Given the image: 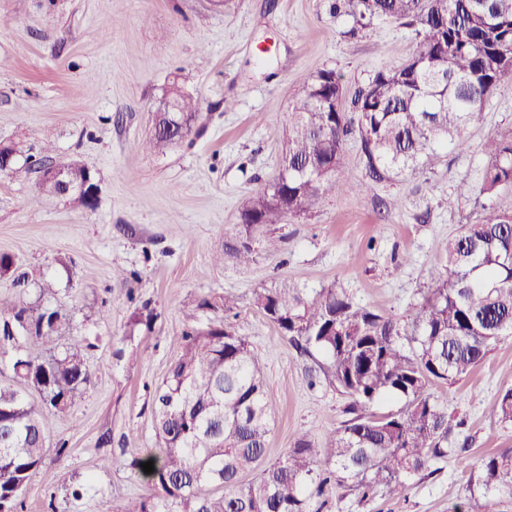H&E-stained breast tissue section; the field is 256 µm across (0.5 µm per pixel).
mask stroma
Returning <instances> with one entry per match:
<instances>
[{
    "instance_id": "obj_1",
    "label": "stroma",
    "mask_w": 512,
    "mask_h": 512,
    "mask_svg": "<svg viewBox=\"0 0 512 512\" xmlns=\"http://www.w3.org/2000/svg\"><path fill=\"white\" fill-rule=\"evenodd\" d=\"M419 38L405 22L381 18L357 28L334 0H0V142L38 154L44 136L59 161L91 169L94 209H75L38 190L37 173L0 175V253L18 272L56 279L66 333L89 337L91 380L64 416L46 415L52 443L30 481L25 512H119L149 486L128 467L134 433L155 445L152 396L191 327L224 323L262 359L273 430L267 462L301 436L321 440L342 421L347 398L328 377L326 357L299 353L252 305L254 289L296 281L308 295L336 286L363 306L408 322L442 241L483 219L487 205L512 213V188L487 200L480 144L512 135V77L505 78L466 133L467 145L439 162L321 201L275 227L284 242L247 268L215 265L241 211L280 170L296 85L331 70L343 110L374 75L404 63ZM198 97L197 133L155 154L142 145L153 110L172 80ZM233 100L225 109V100ZM470 190L461 195L459 182ZM401 207H393V200ZM68 268L54 262L57 254ZM237 301L227 312L218 302ZM212 309H197L201 299ZM149 305L135 334L127 323ZM102 318L85 320L89 309ZM512 388V336L452 385L435 386L460 426V456L411 481L404 497H358L339 486L310 494L308 512H452L487 453L512 448V424L495 405ZM82 485V498L71 495Z\"/></svg>"
}]
</instances>
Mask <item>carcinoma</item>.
<instances>
[{
  "instance_id": "cac0c4a2",
  "label": "carcinoma",
  "mask_w": 512,
  "mask_h": 512,
  "mask_svg": "<svg viewBox=\"0 0 512 512\" xmlns=\"http://www.w3.org/2000/svg\"><path fill=\"white\" fill-rule=\"evenodd\" d=\"M354 17L404 20L421 37L407 63L378 72L355 92L347 117L342 88L322 70L298 87L276 179L241 212L236 233L217 262L246 265L283 238L261 229L300 217L317 201L392 174L433 164L443 150L462 148L467 128L502 79L500 62L512 57V0H348ZM169 117L200 119V101L172 82L162 100ZM360 139L367 181L352 183L345 142ZM173 145L156 131L147 146ZM488 157L483 192L512 187V138L481 145ZM445 268L433 274L424 300L410 312L412 331L357 304L330 286L309 297L295 283L253 292L252 305L301 352L326 355L327 373L349 399L342 422L324 441L303 436L274 463L266 462L272 431L268 383L249 343L210 324L182 336L181 351L153 395L156 449H135L131 472L152 493L121 512H306L310 489L334 483L366 499L378 488L401 496L408 481L439 471L461 452L452 439L448 408L431 392L466 376L491 346L512 336V214L489 213L465 224L443 244ZM24 298L0 296V357L11 376L0 380V512H21L32 477L51 448L44 413L65 415L89 383L88 339L64 340L69 314L53 304L55 281H22ZM399 398L397 413L377 414L380 400ZM496 416L512 423V388L498 399ZM154 462L146 474L141 464ZM253 478L242 481L244 474ZM512 500V449L481 458L460 512H496Z\"/></svg>"
}]
</instances>
